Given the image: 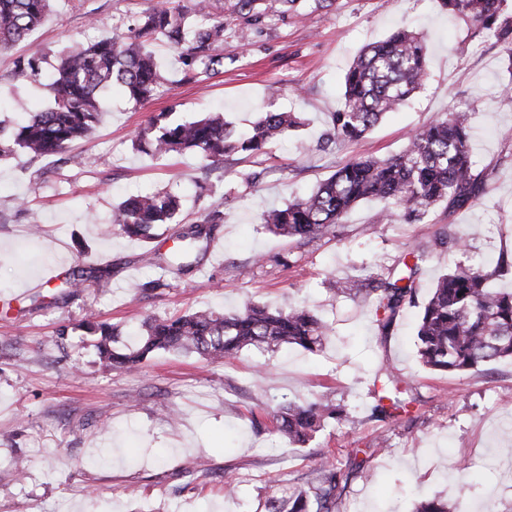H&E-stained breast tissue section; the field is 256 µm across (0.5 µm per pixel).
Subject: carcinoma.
Segmentation results:
<instances>
[{
  "mask_svg": "<svg viewBox=\"0 0 512 512\" xmlns=\"http://www.w3.org/2000/svg\"><path fill=\"white\" fill-rule=\"evenodd\" d=\"M288 17L302 21L312 12L330 8L333 0H278ZM448 13L462 18L477 37L483 33L512 46V0H442ZM50 0H0V48L23 42L40 25ZM273 10L266 0H181L135 18L108 39L75 43L59 57L48 77L50 105L7 129L0 125V158L22 155L30 159L69 154L75 167L81 158L70 153L74 143L89 137L99 122L101 96L117 88L129 100L148 104L169 84L167 72L156 62L151 46L165 41L182 64L181 79L224 70V42L234 37L247 42ZM236 20L224 26V13ZM427 48L419 34L399 28L386 39L367 45L345 75L344 103L331 114L325 144L339 146L363 139L381 119L409 101L427 78ZM27 77L42 76L41 58L34 53L18 61ZM302 125L295 112L269 111L248 134H240L221 113L179 123L156 118L137 135L139 146L164 157L190 150L209 166L231 155H244L260 165L272 143ZM470 126L464 112H450L419 127L407 146L385 158L358 157L337 169L308 196L269 209L261 222L272 234L305 245L335 235L336 224L357 204H382L381 223L394 216L419 221L431 208L448 212L473 207L486 193L489 173L478 171L471 159ZM182 209L181 197L168 191L126 197L113 211V227L129 237L151 240L161 224H171ZM221 204H213L202 223L180 241L210 234L209 224L223 221ZM467 253L463 236L448 224L430 243H417L388 268L363 279H340L336 291L360 297L374 308L381 335L386 336L407 305L417 301V276L434 248ZM512 276V254L503 253L495 265L460 261L440 276L421 306L416 333L421 363L431 370L462 374L498 360L512 358V291L492 282ZM136 348L118 352L113 344L117 327L89 313L84 328L96 336L99 360L116 370H133L157 351L197 354L210 360L231 359L254 347L274 351L295 345L315 351L327 334L326 325L310 310H271L250 304L226 313L199 310L166 319L150 318ZM374 389V414L398 419L417 403L404 397L409 389L390 373L379 372ZM277 434L294 444L310 441L329 420L341 422L349 413L330 400L283 402L272 410ZM341 468L326 461L306 486L286 499L269 500L267 512H335L340 497Z\"/></svg>",
  "mask_w": 512,
  "mask_h": 512,
  "instance_id": "cac0c4a2",
  "label": "carcinoma"
}]
</instances>
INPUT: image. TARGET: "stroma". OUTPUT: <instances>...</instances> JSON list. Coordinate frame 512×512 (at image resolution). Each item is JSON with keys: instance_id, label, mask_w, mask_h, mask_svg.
<instances>
[{"instance_id": "1", "label": "stroma", "mask_w": 512, "mask_h": 512, "mask_svg": "<svg viewBox=\"0 0 512 512\" xmlns=\"http://www.w3.org/2000/svg\"><path fill=\"white\" fill-rule=\"evenodd\" d=\"M159 3L53 0L26 42L0 50V117L21 119L50 103L46 86L18 73V59L36 52L54 64L71 42L109 37ZM403 25L427 45L423 88L365 139L321 149L330 115L343 105L348 66ZM226 51L222 73L175 85L147 105L106 93L99 124L77 146L83 169L54 157L0 161V512H265L270 499L308 481L322 457L352 455L362 467L336 512H413L431 497L451 512H512V361L463 374L429 370L416 352L417 308L405 307L383 336L373 308L335 286L392 265L447 224L463 234L470 256L493 263L512 251V96L503 93L512 75L504 45L471 38L441 0H336L302 25L270 14L245 52L232 40ZM451 108L470 113L474 165L491 175L476 206L452 214L438 206L417 223L379 224V202L364 201L335 235L305 246L261 225L267 207L310 193L349 158L401 151L412 131ZM268 110L301 114L307 153L288 142L270 147L261 166L235 155L211 170L192 153L159 160L136 144L161 112L174 121L220 112L244 131ZM168 189L183 196L184 224L162 225L149 241L109 230L123 199ZM21 196L39 213L41 234H31ZM219 199L224 221L194 244L200 261L191 272L149 264L150 253H171L184 225ZM87 266L101 277L51 300L42 279L48 268L66 278ZM157 279L163 287L151 288ZM136 282L143 291L132 292ZM249 303L308 308L330 332L313 353L251 348L214 363L159 352L124 372L104 368L79 327L91 309L133 335L149 318ZM384 364L418 397L412 420L373 416L374 378ZM318 398L344 405L350 420L305 445L272 432L269 402ZM257 420L264 431L254 430ZM199 459L208 475L191 483L178 477Z\"/></svg>"}]
</instances>
